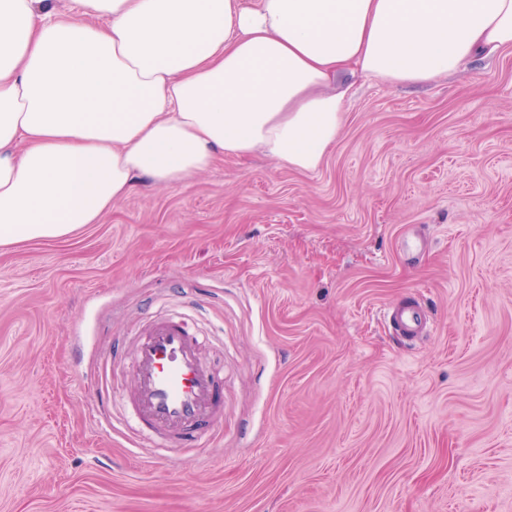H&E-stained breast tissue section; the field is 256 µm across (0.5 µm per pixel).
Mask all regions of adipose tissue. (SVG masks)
I'll use <instances>...</instances> for the list:
<instances>
[{
    "mask_svg": "<svg viewBox=\"0 0 512 512\" xmlns=\"http://www.w3.org/2000/svg\"><path fill=\"white\" fill-rule=\"evenodd\" d=\"M0 0V247L64 240L218 157L317 170L349 71L426 85L512 48V0Z\"/></svg>",
    "mask_w": 512,
    "mask_h": 512,
    "instance_id": "1",
    "label": "adipose tissue"
}]
</instances>
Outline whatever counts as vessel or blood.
I'll list each match as a JSON object with an SVG mask.
<instances>
[{
  "label": "vessel or blood",
  "instance_id": "obj_1",
  "mask_svg": "<svg viewBox=\"0 0 512 512\" xmlns=\"http://www.w3.org/2000/svg\"><path fill=\"white\" fill-rule=\"evenodd\" d=\"M199 336L177 318L146 324L133 343L127 398L140 437L203 445L224 415V380L201 355Z\"/></svg>",
  "mask_w": 512,
  "mask_h": 512
}]
</instances>
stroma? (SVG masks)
I'll return each mask as SVG.
<instances>
[{"label": "stroma", "instance_id": "35a3bbf8", "mask_svg": "<svg viewBox=\"0 0 512 512\" xmlns=\"http://www.w3.org/2000/svg\"><path fill=\"white\" fill-rule=\"evenodd\" d=\"M350 82L315 171L227 157L0 250V512H512V49ZM160 297L224 366L204 448L92 418Z\"/></svg>", "mask_w": 512, "mask_h": 512}]
</instances>
